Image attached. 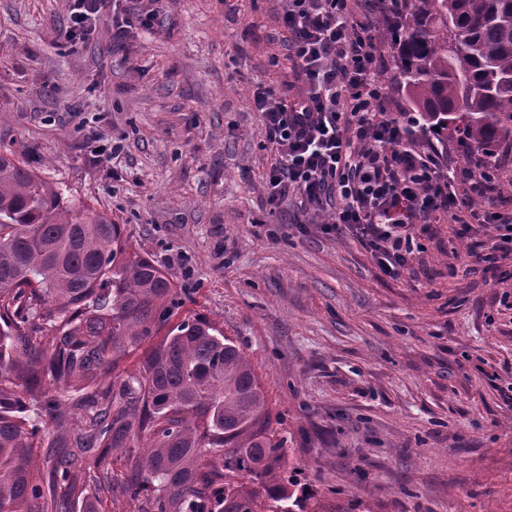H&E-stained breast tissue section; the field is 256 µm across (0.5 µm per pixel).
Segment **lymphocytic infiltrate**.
Here are the masks:
<instances>
[{"mask_svg":"<svg viewBox=\"0 0 512 512\" xmlns=\"http://www.w3.org/2000/svg\"><path fill=\"white\" fill-rule=\"evenodd\" d=\"M282 24L301 85L285 102L267 91L253 100L280 154L272 189L299 195L315 211L334 206L333 227L357 236L389 275L414 246L398 210L425 221L447 214L468 235L475 201L493 178L449 166L436 145L419 148L412 115L386 111L381 51L351 0H287Z\"/></svg>","mask_w":512,"mask_h":512,"instance_id":"obj_1","label":"lymphocytic infiltrate"}]
</instances>
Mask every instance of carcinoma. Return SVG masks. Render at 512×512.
I'll list each match as a JSON object with an SVG mask.
<instances>
[{
    "label": "carcinoma",
    "mask_w": 512,
    "mask_h": 512,
    "mask_svg": "<svg viewBox=\"0 0 512 512\" xmlns=\"http://www.w3.org/2000/svg\"><path fill=\"white\" fill-rule=\"evenodd\" d=\"M386 11L390 80L418 131L456 140L497 174L512 150V0H390ZM182 304L168 275L128 251L121 225L0 154V512H71L56 484L79 474L112 487L111 451L142 512H373L364 500L330 511L309 489L251 361L203 318L172 327L137 371L94 383ZM57 390L92 416L72 430L73 451L48 460L44 484L30 439L35 421L61 422Z\"/></svg>",
    "instance_id": "carcinoma-1"
}]
</instances>
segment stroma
<instances>
[{"label":"stroma","mask_w":512,"mask_h":512,"mask_svg":"<svg viewBox=\"0 0 512 512\" xmlns=\"http://www.w3.org/2000/svg\"><path fill=\"white\" fill-rule=\"evenodd\" d=\"M286 0H117L84 39L74 0H0V153L106 213L132 252L187 292L251 360L287 440L328 508L512 512V259L485 261L495 229L467 240L446 215L416 224L395 277L295 196L271 200L279 153L253 106L300 82ZM155 13L112 39V15ZM120 145L113 158L93 138ZM35 439L34 479L85 410ZM138 512L121 486L75 498Z\"/></svg>","instance_id":"obj_1"}]
</instances>
